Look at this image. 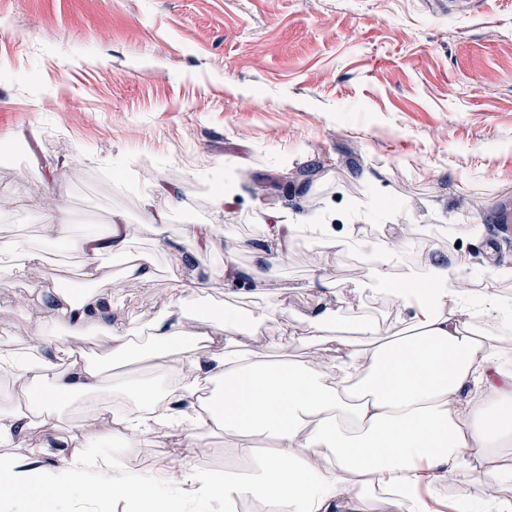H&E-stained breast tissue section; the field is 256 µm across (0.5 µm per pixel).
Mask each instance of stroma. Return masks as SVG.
I'll return each instance as SVG.
<instances>
[{"label":"stroma","instance_id":"stroma-1","mask_svg":"<svg viewBox=\"0 0 512 512\" xmlns=\"http://www.w3.org/2000/svg\"><path fill=\"white\" fill-rule=\"evenodd\" d=\"M0 241L40 244L66 216L76 231L130 228L127 256L102 255L112 318L142 329L180 285L210 281L204 312L252 324L269 304L270 354L323 297L343 326L392 331L397 303L363 291L367 260L442 249L472 287L512 268L497 223L512 200V0H0ZM226 200L216 205L213 188ZM164 212L165 233L144 226ZM296 225L272 281L224 295V265L259 264L269 212ZM205 224L210 247L184 227ZM331 224L352 246L308 230ZM466 261L457 267L456 258ZM44 267L0 261V346L24 350L33 287L90 288L75 245ZM151 261L153 279L123 280ZM223 433L184 451V472L238 467Z\"/></svg>","mask_w":512,"mask_h":512}]
</instances>
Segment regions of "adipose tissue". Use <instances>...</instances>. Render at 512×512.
<instances>
[{"label":"adipose tissue","instance_id":"adipose-tissue-1","mask_svg":"<svg viewBox=\"0 0 512 512\" xmlns=\"http://www.w3.org/2000/svg\"><path fill=\"white\" fill-rule=\"evenodd\" d=\"M294 225L276 224L269 267L245 275L228 269L225 285L269 281L285 256ZM77 242L86 278H96L104 252L125 254L127 225L89 227L73 240L70 224L48 225L46 247ZM512 270L491 269L483 289L450 279L440 255L426 261L424 276L406 274L392 294L399 302L396 331L381 333L366 320L355 336L330 334L328 303L315 308L308 326L318 349L306 364L287 354L270 360L259 328H239L232 315L215 321L190 314L187 305L207 296L210 282L195 280L178 302L164 305L149 323L150 338L132 342L130 328L113 324L103 293H73L39 283L48 296L42 318L27 338L21 360L0 354L10 388L0 394V500L17 512L58 506L68 498L126 500L135 512H185L169 485L138 470L129 451L147 438L156 447L201 448L209 432L232 438L247 471L189 473L196 503L261 502L264 512H438L423 497L431 484L459 477L476 480L487 512H512V337L475 331L476 319L512 322V305L495 291ZM65 329L50 346L45 323ZM95 338L102 352L88 356ZM138 360L144 372L124 380L132 412L104 407L93 422L62 440L57 459L38 473L18 470L14 449L33 451L34 432L51 433L63 405L107 388L113 364ZM273 449L257 455L256 442ZM112 470V484L97 474Z\"/></svg>","mask_w":512,"mask_h":512}]
</instances>
